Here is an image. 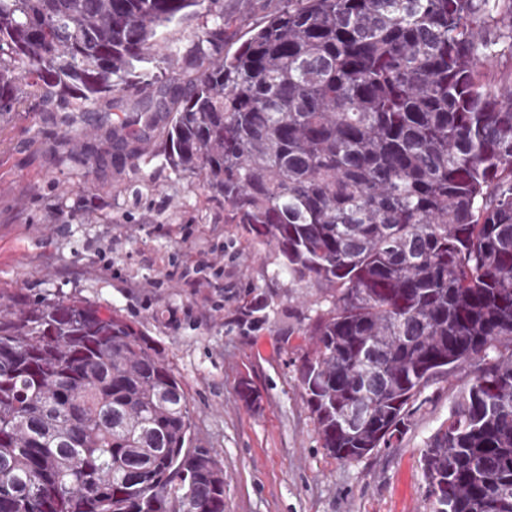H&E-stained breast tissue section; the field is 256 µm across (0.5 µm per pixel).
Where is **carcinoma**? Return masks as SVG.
I'll return each instance as SVG.
<instances>
[{"label": "carcinoma", "instance_id": "1", "mask_svg": "<svg viewBox=\"0 0 512 512\" xmlns=\"http://www.w3.org/2000/svg\"><path fill=\"white\" fill-rule=\"evenodd\" d=\"M216 0H0V116L26 86L202 177L225 223L330 293L296 380L339 461L401 441L439 375L475 376L421 456L432 512H512V0H286L232 54L153 76L158 28ZM495 355L489 356L488 351ZM179 378L132 322L0 300V512H224ZM484 71L490 83L497 86H512V55L508 52L498 55Z\"/></svg>", "mask_w": 512, "mask_h": 512}]
</instances>
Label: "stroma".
Wrapping results in <instances>:
<instances>
[{"instance_id":"35a3bbf8","label":"stroma","mask_w":512,"mask_h":512,"mask_svg":"<svg viewBox=\"0 0 512 512\" xmlns=\"http://www.w3.org/2000/svg\"><path fill=\"white\" fill-rule=\"evenodd\" d=\"M284 0H217L161 28L152 72L215 59L202 31L225 20L234 51ZM100 106L24 94L0 116V295L77 300L135 323L182 380L194 445L224 470V512H429L420 459L473 370L433 381L400 445L341 462L321 448L295 378L306 331L331 299L282 273L262 240L224 221L201 178L166 166L156 136L139 159L88 166Z\"/></svg>"}]
</instances>
